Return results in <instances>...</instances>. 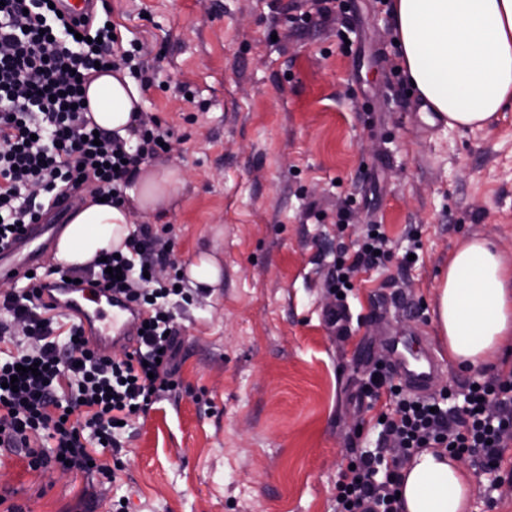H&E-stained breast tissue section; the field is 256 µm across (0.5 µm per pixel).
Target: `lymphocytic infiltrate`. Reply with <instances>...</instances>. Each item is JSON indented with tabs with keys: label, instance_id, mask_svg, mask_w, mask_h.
<instances>
[{
	"label": "lymphocytic infiltrate",
	"instance_id": "lymphocytic-infiltrate-1",
	"mask_svg": "<svg viewBox=\"0 0 512 512\" xmlns=\"http://www.w3.org/2000/svg\"><path fill=\"white\" fill-rule=\"evenodd\" d=\"M60 0H0V250L28 224L40 223L59 199L96 183L121 202L137 167L164 153L173 136L157 118H141L136 144L95 131L86 117L84 78L95 67L129 68L149 85L136 59L106 19L58 16ZM126 254L66 270V277L123 297L141 311L145 329L132 350L102 355L82 327L41 289L23 284L0 297V447L24 450L30 468L65 460L68 470L113 480L109 460L121 450L122 422L147 413L179 387V328L169 308L185 289L157 279L170 248L151 225L128 236ZM120 268L121 279L110 269ZM39 365L40 374L28 368ZM16 381L8 389L7 381ZM370 395L387 390L382 431L396 450L390 466L377 455L355 459L337 486V512H399L397 472L418 450L444 448L496 481L512 436V370L465 386L461 405L417 398L377 370Z\"/></svg>",
	"mask_w": 512,
	"mask_h": 512
}]
</instances>
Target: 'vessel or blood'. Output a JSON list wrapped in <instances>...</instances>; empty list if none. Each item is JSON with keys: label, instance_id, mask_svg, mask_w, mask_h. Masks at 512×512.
<instances>
[{"label": "vessel or blood", "instance_id": "1", "mask_svg": "<svg viewBox=\"0 0 512 512\" xmlns=\"http://www.w3.org/2000/svg\"><path fill=\"white\" fill-rule=\"evenodd\" d=\"M56 230L53 224L28 225L25 240L15 248L20 255L19 260L7 262L0 259V278L16 280L37 270L41 265V252L53 241ZM53 285L58 302L69 305L86 335L95 337L101 354H111L113 347L118 345H134L136 312L131 305L121 299L102 300L88 293L83 286L60 278L54 280ZM404 347V341L398 337L389 344L387 361L395 378L407 390L422 396L429 395L437 366L434 357L428 353L410 356Z\"/></svg>", "mask_w": 512, "mask_h": 512}]
</instances>
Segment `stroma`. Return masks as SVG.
I'll return each instance as SVG.
<instances>
[{"instance_id": "1", "label": "stroma", "mask_w": 512, "mask_h": 512, "mask_svg": "<svg viewBox=\"0 0 512 512\" xmlns=\"http://www.w3.org/2000/svg\"><path fill=\"white\" fill-rule=\"evenodd\" d=\"M99 0L138 39L142 110L174 130L184 185L155 225L175 272L201 254L217 286L177 308L180 386L122 434L116 482L33 470L0 448L22 512H336L351 459L385 452L388 397L362 398L391 333L428 337L436 389L471 379L434 323L439 272L474 237L512 264V107L481 129L429 121L397 65L385 0ZM381 225L388 255L330 290L339 254ZM414 252L404 264L405 252ZM351 314L344 330L333 315Z\"/></svg>"}]
</instances>
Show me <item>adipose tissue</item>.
<instances>
[{"label":"adipose tissue","mask_w":512,"mask_h":512,"mask_svg":"<svg viewBox=\"0 0 512 512\" xmlns=\"http://www.w3.org/2000/svg\"><path fill=\"white\" fill-rule=\"evenodd\" d=\"M402 65L433 112L451 127L480 128L512 101V0H392ZM91 120L129 138L141 105L139 87L123 71H106L86 86ZM183 183L179 169L140 165L122 207L88 199L56 242L65 267L89 265L122 247L134 214H161ZM435 324L448 359L496 366L512 340V267L494 244L474 239L457 249L437 287ZM401 512H465L473 475L445 449L411 456L400 469Z\"/></svg>","instance_id":"obj_1"}]
</instances>
